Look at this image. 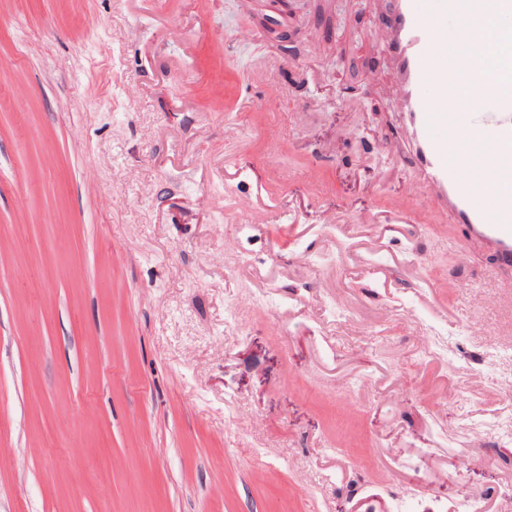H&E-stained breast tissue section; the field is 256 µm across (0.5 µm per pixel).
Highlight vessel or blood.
I'll return each instance as SVG.
<instances>
[{
	"label": "vessel or blood",
	"instance_id": "vessel-or-blood-1",
	"mask_svg": "<svg viewBox=\"0 0 512 512\" xmlns=\"http://www.w3.org/2000/svg\"><path fill=\"white\" fill-rule=\"evenodd\" d=\"M512 32V0H389L384 29L391 58V91L402 114L405 144L426 191L412 212L436 211L465 225L470 239L512 269V83L483 78L485 45L476 31L486 16ZM466 36L448 44L449 22ZM485 162L482 182L469 157Z\"/></svg>",
	"mask_w": 512,
	"mask_h": 512
}]
</instances>
